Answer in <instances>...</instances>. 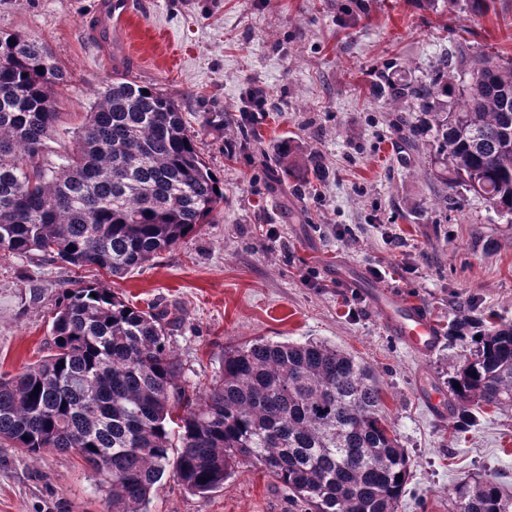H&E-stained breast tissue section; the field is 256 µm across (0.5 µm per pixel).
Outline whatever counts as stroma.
<instances>
[{
	"instance_id": "1",
	"label": "stroma",
	"mask_w": 512,
	"mask_h": 512,
	"mask_svg": "<svg viewBox=\"0 0 512 512\" xmlns=\"http://www.w3.org/2000/svg\"><path fill=\"white\" fill-rule=\"evenodd\" d=\"M98 0H0V34L42 39L67 73L55 99L66 118L43 161L76 145L77 127L113 73H129L171 98L203 160L224 184L213 223L124 278L103 269L28 254L0 257V375L50 352V309L74 281L111 288L138 307L167 311V338L188 390L209 386L224 349L257 338L321 341L370 366L384 409L409 457L398 512H454L453 489L478 478L512 491V411L487 408L457 434L422 401L448 390L471 337L441 341L427 358L384 325L368 289L425 307L440 330L469 303L512 322V218L461 189H448L426 150L406 146L400 117L372 89L397 65L427 79L443 57L512 58V0L476 15L460 7L423 10L413 0H368L354 28L336 0H130L126 43L114 68L88 24ZM254 112L256 137L241 136ZM224 115L223 127L205 123ZM308 143L328 170L299 187L277 175L276 143ZM362 274L366 291L337 281L336 265ZM385 270L384 278L371 269ZM110 487L78 455L32 458L0 443V512H109ZM288 490L243 462L205 496L172 477L156 487L149 512H298Z\"/></svg>"
}]
</instances>
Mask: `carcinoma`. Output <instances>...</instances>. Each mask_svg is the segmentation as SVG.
<instances>
[{
	"label": "carcinoma",
	"instance_id": "cac0c4a2",
	"mask_svg": "<svg viewBox=\"0 0 512 512\" xmlns=\"http://www.w3.org/2000/svg\"><path fill=\"white\" fill-rule=\"evenodd\" d=\"M349 2L352 27L366 6ZM460 63L458 84L445 57L427 81L382 74L378 90L394 105L414 101L423 119L403 121V139L416 148L435 131L429 157L446 186L512 216V59L480 53ZM65 78L44 41L0 35V254L35 251L121 277L210 223L224 184L174 101L126 74L106 83L77 147L46 167L45 141L62 119L54 88ZM276 155L299 186L325 181L313 149L287 140ZM166 326V312L111 289H64L51 311L53 354L0 376V441L32 458L55 449L102 465L112 512H148L169 468L205 495L246 459L314 512H397L408 456L363 362L319 341L257 338L224 349L219 377L193 397L179 384ZM474 329L478 346L448 380L454 432L487 407L512 410V324L484 326L472 303L448 336ZM454 499L456 512H512V493L490 479L459 484Z\"/></svg>",
	"mask_w": 512,
	"mask_h": 512
}]
</instances>
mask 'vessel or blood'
Segmentation results:
<instances>
[{
    "instance_id": "1",
    "label": "vessel or blood",
    "mask_w": 512,
    "mask_h": 512,
    "mask_svg": "<svg viewBox=\"0 0 512 512\" xmlns=\"http://www.w3.org/2000/svg\"><path fill=\"white\" fill-rule=\"evenodd\" d=\"M131 14L129 0H99L92 35L103 45L126 37L125 23ZM374 307L389 330L413 353L433 354L440 333L434 320L418 304L406 302L389 290L372 293Z\"/></svg>"
}]
</instances>
